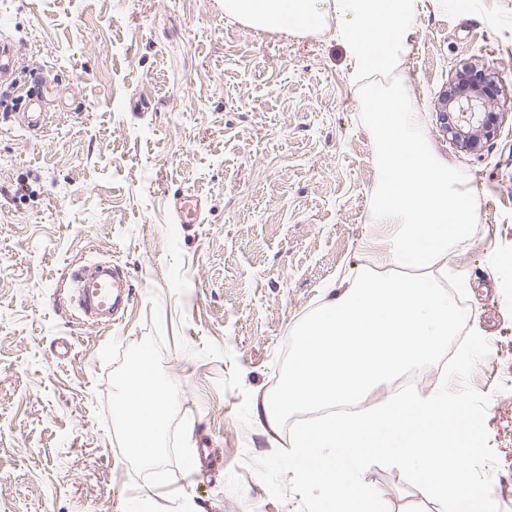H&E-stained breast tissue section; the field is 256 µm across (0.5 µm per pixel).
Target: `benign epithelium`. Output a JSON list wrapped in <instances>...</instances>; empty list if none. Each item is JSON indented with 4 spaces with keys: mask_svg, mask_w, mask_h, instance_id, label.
<instances>
[{
    "mask_svg": "<svg viewBox=\"0 0 512 512\" xmlns=\"http://www.w3.org/2000/svg\"><path fill=\"white\" fill-rule=\"evenodd\" d=\"M497 92L495 77L482 69L470 67L457 73L451 90L443 94L437 105V111L445 117L450 104L457 112L456 123L443 126L454 144L475 149L482 140L497 133L499 116L492 110Z\"/></svg>",
    "mask_w": 512,
    "mask_h": 512,
    "instance_id": "benign-epithelium-1",
    "label": "benign epithelium"
}]
</instances>
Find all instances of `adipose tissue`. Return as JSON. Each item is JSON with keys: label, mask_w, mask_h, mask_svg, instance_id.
Here are the masks:
<instances>
[{"label": "adipose tissue", "mask_w": 512, "mask_h": 512, "mask_svg": "<svg viewBox=\"0 0 512 512\" xmlns=\"http://www.w3.org/2000/svg\"><path fill=\"white\" fill-rule=\"evenodd\" d=\"M224 12L258 29L296 34L324 30L335 19L337 36L363 78L401 70L418 24L416 0H224ZM112 403L129 448L152 459L168 411L152 368H139L136 380L118 386Z\"/></svg>", "instance_id": "adipose-tissue-1"}]
</instances>
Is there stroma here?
Returning a JSON list of instances; mask_svg holds the SVG:
<instances>
[{
  "instance_id": "obj_1",
  "label": "stroma",
  "mask_w": 512,
  "mask_h": 512,
  "mask_svg": "<svg viewBox=\"0 0 512 512\" xmlns=\"http://www.w3.org/2000/svg\"><path fill=\"white\" fill-rule=\"evenodd\" d=\"M0 35L24 86L44 73L56 90L37 132L17 119L27 98L0 108V512H298L299 496L273 499L243 463L290 444L253 404L327 286L390 240L373 221L375 146L343 45L248 27L224 0H0ZM466 65L496 74L501 114L472 151L437 110ZM398 77L478 201L448 270L490 343L469 384L491 397L492 496L512 512V0H423ZM182 193L202 198L198 223L177 222ZM103 261L125 270L131 299L97 325L68 285ZM145 354L169 400L150 462L112 414ZM200 448L213 459L191 469ZM364 480L388 512H441L399 469Z\"/></svg>"
}]
</instances>
